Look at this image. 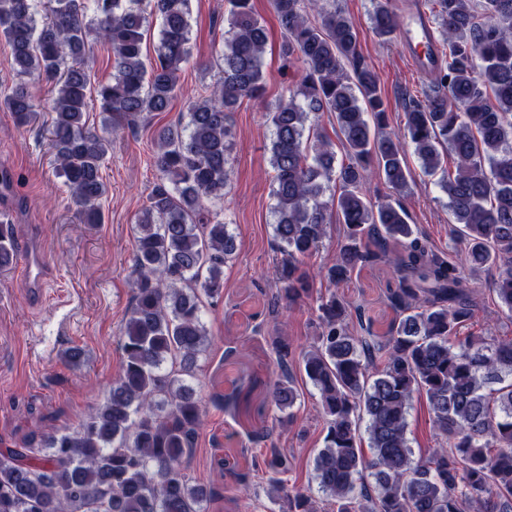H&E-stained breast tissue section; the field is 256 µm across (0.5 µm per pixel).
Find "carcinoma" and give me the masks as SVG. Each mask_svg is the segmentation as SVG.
<instances>
[{
  "instance_id": "obj_1",
  "label": "carcinoma",
  "mask_w": 512,
  "mask_h": 512,
  "mask_svg": "<svg viewBox=\"0 0 512 512\" xmlns=\"http://www.w3.org/2000/svg\"><path fill=\"white\" fill-rule=\"evenodd\" d=\"M251 0H228L222 79L190 104L186 124L156 134L150 157L158 181L134 232L133 298L121 336L122 362L104 403L73 433L35 448H0V512H201L224 492L191 484L185 457L195 446L204 401L192 385L207 351L201 297H223L224 264L236 237L211 206L229 182L230 114L244 98L262 100L267 31ZM440 45L429 90L405 106L402 131L387 127L379 78L359 49L354 25L329 0H271L285 60L304 64L267 118L272 127L274 239L282 255L272 305L315 299L317 332L298 354L284 336L272 393L279 421L300 394L299 368L319 394L323 447L314 457L319 499L288 484V451L271 443L261 455L267 497L279 512H512V339L464 336L476 314L470 278L435 251L399 200L373 205L363 190L368 168L397 192L413 148L423 174L440 175L457 227L452 241L472 272H493V291L512 314V0H429ZM191 0H0V39L11 47L17 83L0 88V112L20 127L41 106L33 79L55 90L48 103L59 176L81 222L101 224L108 193L101 171L112 135L167 112L191 58ZM160 19L153 61L143 54L149 18ZM372 32L394 42L404 20L392 0H375ZM112 51V77L98 82L102 116L90 128V74L96 44ZM336 121L348 161L319 114ZM454 170L448 171V157ZM339 193H334V190ZM343 226L336 258L320 268L335 286L359 266L399 248V319L373 335L365 310L336 296L313 295L301 270L330 224ZM17 260L0 229V271ZM255 388L231 380L214 403L238 413ZM426 395L438 445L414 458L407 416ZM365 429L373 456L359 448Z\"/></svg>"
}]
</instances>
